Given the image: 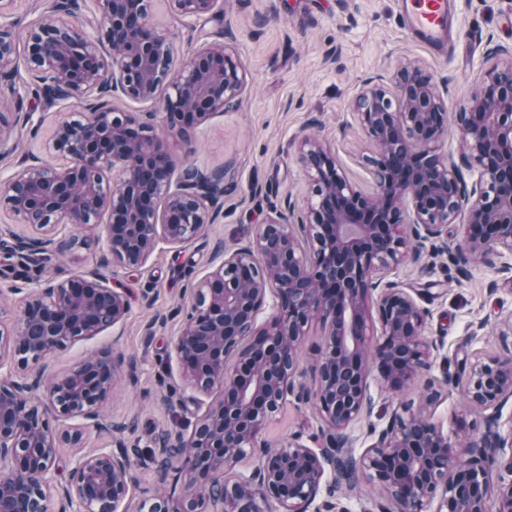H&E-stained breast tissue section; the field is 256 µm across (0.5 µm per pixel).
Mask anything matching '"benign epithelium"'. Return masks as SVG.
I'll return each instance as SVG.
<instances>
[{
  "label": "benign epithelium",
  "mask_w": 512,
  "mask_h": 512,
  "mask_svg": "<svg viewBox=\"0 0 512 512\" xmlns=\"http://www.w3.org/2000/svg\"><path fill=\"white\" fill-rule=\"evenodd\" d=\"M83 0H52L26 31L27 63L45 104L84 102L77 119L58 125L51 150L59 167L29 159L0 181V203L34 238L0 236V249L34 265L62 245L61 226L106 223L112 261L136 270L159 244H181L223 215L224 172L175 160L157 113L126 112L116 99L150 102L160 90L166 133L180 138L217 112L236 111L246 76L222 42L174 68L173 43L152 22L150 0H94L101 36L85 30ZM179 16L224 17L220 0H169ZM14 21L0 22V86L15 87ZM484 72L482 91L454 113L464 150L441 156L447 107L434 75L404 64L391 88L370 78L353 108L372 145L362 163L376 177V193L352 185L331 150L302 139L299 159L313 185L307 211L289 203L273 209L260 233L224 248V259L193 289L191 311L174 346L183 377L200 395L222 389L192 425L189 439L167 435L156 450L157 473L173 464L184 476L177 496L151 499L148 512H335L331 498L356 483L384 496L378 512H512V432H499L501 408L512 400V356L476 355L454 380L467 402L486 411L487 433L450 438L424 415L437 398L429 383L417 410L395 413L354 453L345 429L370 411L368 371L397 391L430 366L436 343L424 334L415 297L382 283L381 274L418 264L425 252H448L460 267L495 264L512 255V50ZM10 113L0 111V156L13 153ZM477 169L469 183L465 173ZM112 179H107V173ZM23 294L13 323L0 329L4 358L35 366L25 377L0 378V512H129L135 450L98 405L114 388L123 357L101 351L61 378L45 379V356L92 339L123 323L125 295L96 270L76 278H38ZM273 300V315L259 316ZM378 320L377 338L367 334ZM325 330L305 381L298 352L306 328ZM314 402L326 422L325 443L311 448L295 436L273 448L262 440L266 422L283 404ZM83 423L58 432L55 422ZM112 435V446L75 459L69 479L55 478L58 444L78 445L83 430ZM249 474L232 470L246 456ZM510 476L493 480L492 468Z\"/></svg>",
  "instance_id": "7a95c632"
}]
</instances>
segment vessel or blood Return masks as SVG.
Listing matches in <instances>:
<instances>
[{
	"label": "vessel or blood",
	"mask_w": 512,
	"mask_h": 512,
	"mask_svg": "<svg viewBox=\"0 0 512 512\" xmlns=\"http://www.w3.org/2000/svg\"><path fill=\"white\" fill-rule=\"evenodd\" d=\"M457 0H397L398 15L406 30L432 46L446 35L456 13Z\"/></svg>",
	"instance_id": "vessel-or-blood-1"
}]
</instances>
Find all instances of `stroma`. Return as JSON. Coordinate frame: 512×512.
Returning a JSON list of instances; mask_svg holds the SVG:
<instances>
[{
	"label": "stroma",
	"mask_w": 512,
	"mask_h": 512,
	"mask_svg": "<svg viewBox=\"0 0 512 512\" xmlns=\"http://www.w3.org/2000/svg\"><path fill=\"white\" fill-rule=\"evenodd\" d=\"M223 7L224 19L217 22L178 18L167 0L151 2L152 21L173 39L179 61H189L205 44L221 39L246 75L239 111L216 115L189 140L171 144L178 161L231 167L223 218L185 243L159 245L138 270L101 266L102 248L76 245L81 230L66 227L59 237L68 248L53 255L42 273L70 278L97 267L111 287L127 296L130 310L122 326L52 352L45 363L49 375L61 376L103 348L125 356L129 367L100 414L105 421L133 425L123 438L139 450L131 488L138 501L160 491L180 493L177 471L159 482L152 450L165 434L185 432L209 400L221 397L217 390L207 398L193 391L175 360L174 344L191 310L192 290L216 266L217 245L255 237L271 205L288 199L296 210L308 207L313 195L299 160L300 140H325L349 180L363 193H374L373 173L360 162L370 145L351 106L363 80L378 75L391 83L405 59L419 60L434 74L452 113L478 90L493 50L512 47V0H459L454 39L443 49L410 36L399 22L395 0H223ZM16 83L23 103L5 95L0 110L25 106L35 114L32 122L15 127L16 150L0 158V180L17 172L26 156L45 157L56 125L77 118L82 109L76 100L39 106L38 88L23 64ZM36 275L0 253V325H11L19 310L16 290ZM390 279L420 292L425 334L438 349L427 376L399 391L371 382L374 408L347 430L356 452L371 444L373 432L385 428L396 411L418 402L429 377L442 386L441 400L429 411L432 421L451 435L462 421L482 433V412L469 407L451 381L473 353L512 354V335L496 329L498 319L512 313V286L503 284L499 266L475 263L463 270L445 253L404 266ZM321 426L313 405L290 402L268 422L264 438L276 447L296 434L316 448L323 443Z\"/></svg>",
	"instance_id": "stroma-1"
}]
</instances>
